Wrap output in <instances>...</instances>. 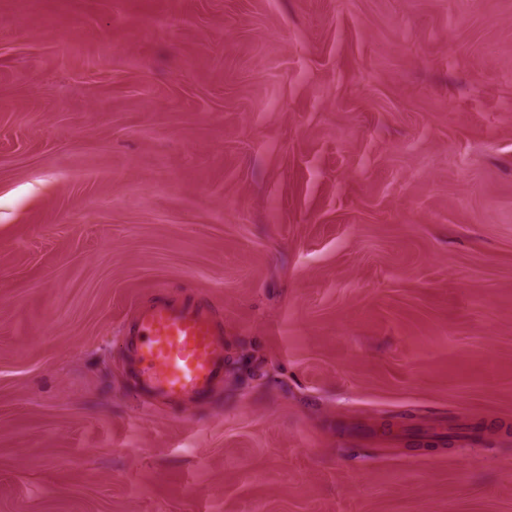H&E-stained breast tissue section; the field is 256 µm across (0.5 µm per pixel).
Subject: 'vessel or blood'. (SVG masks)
Segmentation results:
<instances>
[{
    "instance_id": "b4317fda",
    "label": "vessel or blood",
    "mask_w": 512,
    "mask_h": 512,
    "mask_svg": "<svg viewBox=\"0 0 512 512\" xmlns=\"http://www.w3.org/2000/svg\"><path fill=\"white\" fill-rule=\"evenodd\" d=\"M123 350L138 389L156 400L188 405L224 381V329L201 300L165 297L143 305Z\"/></svg>"
}]
</instances>
